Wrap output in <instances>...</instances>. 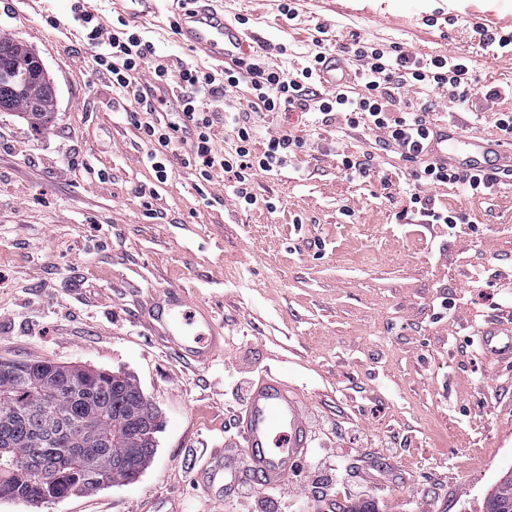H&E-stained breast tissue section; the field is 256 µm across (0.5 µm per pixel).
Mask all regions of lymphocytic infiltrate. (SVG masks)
Listing matches in <instances>:
<instances>
[{
	"instance_id": "f902f5d3",
	"label": "lymphocytic infiltrate",
	"mask_w": 512,
	"mask_h": 512,
	"mask_svg": "<svg viewBox=\"0 0 512 512\" xmlns=\"http://www.w3.org/2000/svg\"><path fill=\"white\" fill-rule=\"evenodd\" d=\"M80 17L91 25L87 39L96 49L93 60L97 73L109 79L122 99L138 104L148 116L137 127L152 145L147 160L158 179L167 177L165 152L185 134L191 141V157L200 177L208 181L214 173H224L235 201L244 207L254 205L251 183L256 172L285 168L303 148L304 141L284 133L270 137L262 154H254L256 131L248 114L298 109L326 118L339 113L348 126L363 123L379 132L385 145L414 163L413 177L419 184L455 185L471 196L494 186L493 178L463 174L426 158L420 144L431 131L430 121L417 112L395 116L389 109L394 90L416 85L448 89L459 103H466L473 85L465 58L438 56L424 61L402 52L390 57L383 50L357 40L350 50L364 62V92L354 95L339 88L324 96L308 85L323 59L319 53L295 77L269 62L261 52L239 59L221 72L192 65L175 71L161 60L154 45L137 29L94 24L92 15L85 11ZM243 82L251 93L247 108L226 104L228 94ZM172 104L178 108L177 121L161 119V112ZM219 124L227 128L233 141L231 149L225 152L214 148V128ZM341 462L339 449L313 448L300 453L292 467V477H313L322 496L328 497L334 489L330 474L340 470Z\"/></svg>"
}]
</instances>
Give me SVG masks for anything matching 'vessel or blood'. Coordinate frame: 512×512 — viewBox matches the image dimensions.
Here are the masks:
<instances>
[{
    "mask_svg": "<svg viewBox=\"0 0 512 512\" xmlns=\"http://www.w3.org/2000/svg\"><path fill=\"white\" fill-rule=\"evenodd\" d=\"M179 15V37L190 49L218 62L238 61L247 47L244 33L213 6V0H185ZM322 85L345 82L347 68L336 55H326L318 67ZM423 146L439 164L461 172L512 171V146L485 137H466L448 127L435 129ZM151 332L185 361L206 364L224 352V336L214 313L191 302L186 294L166 290L151 296L143 310ZM481 346L512 362V321L486 320ZM235 426L242 438L236 451L218 448L194 473L196 486L223 496L226 486L240 477L236 456L250 457L252 477L264 488L288 482L299 453L309 445L304 399L283 375L264 373L253 383L246 407Z\"/></svg>",
    "mask_w": 512,
    "mask_h": 512,
    "instance_id": "vessel-or-blood-1",
    "label": "vessel or blood"
}]
</instances>
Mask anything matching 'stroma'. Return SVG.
Here are the masks:
<instances>
[{
  "label": "stroma",
  "mask_w": 512,
  "mask_h": 512,
  "mask_svg": "<svg viewBox=\"0 0 512 512\" xmlns=\"http://www.w3.org/2000/svg\"><path fill=\"white\" fill-rule=\"evenodd\" d=\"M77 1L104 26L138 27L172 66L219 68L178 42L177 0H0V35L41 59L56 96L45 128L0 112V359L128 373L163 420L138 478L38 512H138L145 497L158 512H238L190 478L223 447L240 378L267 370L304 395L312 445L345 455L322 512H484L512 472V364L486 358L477 336L486 318L512 317V178L473 197L417 185L413 163L376 132L294 110L250 115L255 152L272 132L305 141L290 166L254 176L255 205L235 204L223 174L206 181L185 165V142L158 181L130 103L96 73L71 18ZM222 2L226 19L256 33L250 51L284 47L272 60L289 75L318 48L360 72L346 51L358 38L468 59L466 104L413 88L396 93L394 110L492 138L498 113L512 111V97L487 95L512 87V50L473 31L512 32V0H466L461 12L448 0H292L291 19L280 0ZM346 154L369 157V172L346 176ZM428 207L468 221L430 223ZM167 288L214 309L223 355L189 365L152 336L140 307ZM363 475V496L350 499Z\"/></svg>",
  "instance_id": "obj_1"
}]
</instances>
